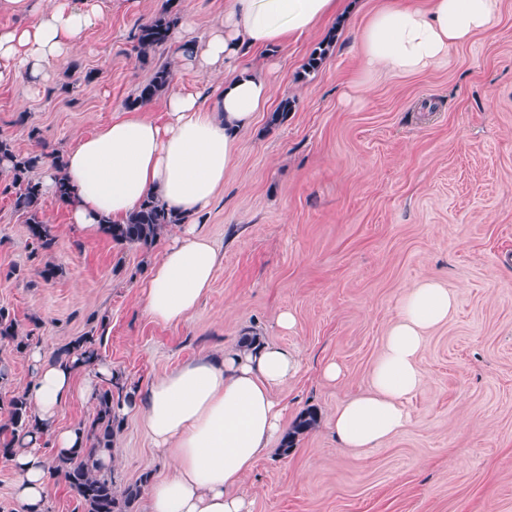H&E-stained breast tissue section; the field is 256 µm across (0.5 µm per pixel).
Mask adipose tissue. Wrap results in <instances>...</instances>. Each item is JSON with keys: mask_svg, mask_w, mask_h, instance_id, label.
I'll list each match as a JSON object with an SVG mask.
<instances>
[{"mask_svg": "<svg viewBox=\"0 0 512 512\" xmlns=\"http://www.w3.org/2000/svg\"><path fill=\"white\" fill-rule=\"evenodd\" d=\"M111 2L48 0L40 11L33 0H0V11L22 18L0 26V83L22 75L38 87L57 57L74 52L88 28L108 21ZM343 4L225 0L223 18L198 39L190 37L188 20L180 19L175 36L186 47L181 66L220 76L218 88L172 86L164 96L162 119L135 105L65 149L63 171L43 166L46 195H54L57 174H65L74 192L69 218L80 227L124 223L150 197L183 217L181 235L163 248L142 284L145 311L153 320L187 318L219 263L217 249L196 233L194 221L209 208L236 164L243 134L272 95L267 77L245 65V57L326 25ZM499 5L500 0H428L419 7L411 0H384L352 37L365 70L421 73L445 62L450 48L487 30ZM456 307V294L431 278L403 295L370 391L336 411L333 428L342 447L369 451L409 425L407 402L427 379L418 362L424 331L447 322ZM28 360L27 399L39 429L22 439L6 463L22 512H45L56 475L39 447L47 436L60 455L83 446V430L60 426L59 418L73 399L94 400L99 383L111 379L113 371L100 363L82 375L76 366L46 361L37 350ZM301 369L296 351L265 342L204 355L145 388H127L116 413L138 416L152 448L171 464L170 473L150 487L145 512H251L234 489L283 432L285 407L277 392Z\"/></svg>", "mask_w": 512, "mask_h": 512, "instance_id": "1", "label": "adipose tissue"}]
</instances>
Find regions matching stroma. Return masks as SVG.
Wrapping results in <instances>:
<instances>
[{
	"mask_svg": "<svg viewBox=\"0 0 512 512\" xmlns=\"http://www.w3.org/2000/svg\"><path fill=\"white\" fill-rule=\"evenodd\" d=\"M379 0L247 63L272 82L266 108L237 149L197 231L220 249L211 287L184 320L143 310L140 283L160 246L120 247L43 200L56 235L33 254L25 219L0 175V307L45 356L97 337L101 362L146 386L177 365L237 346L245 333L297 351L300 374L278 392L289 417L319 423L289 453L280 441L236 489L251 512H512V0L486 32L416 74L362 71L350 37ZM163 0H112L107 24L58 59L38 88L0 87V136L26 153L64 150L127 110L152 74L130 33ZM335 33L322 67L309 54ZM292 109L278 124L282 99ZM56 266L46 280L37 268ZM437 278L458 295L448 322L426 332L427 382L411 422L372 451L343 448L336 409L370 389L385 330L407 288ZM295 326H278L282 312ZM341 366L340 382L321 375ZM0 426L30 378L26 351L0 342ZM118 484L170 464L137 417L113 442Z\"/></svg>",
	"mask_w": 512,
	"mask_h": 512,
	"instance_id": "stroma-1",
	"label": "stroma"
}]
</instances>
